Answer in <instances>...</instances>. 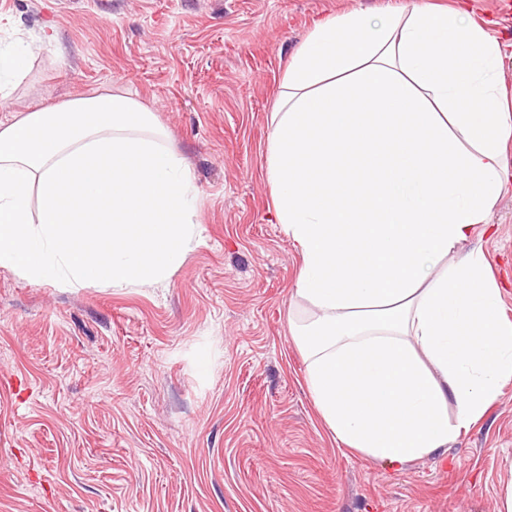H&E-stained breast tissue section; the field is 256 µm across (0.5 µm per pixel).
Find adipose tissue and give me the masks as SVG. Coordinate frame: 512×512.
I'll list each match as a JSON object with an SVG mask.
<instances>
[{
	"label": "adipose tissue",
	"instance_id": "1",
	"mask_svg": "<svg viewBox=\"0 0 512 512\" xmlns=\"http://www.w3.org/2000/svg\"><path fill=\"white\" fill-rule=\"evenodd\" d=\"M470 0L315 21L269 116L275 218L308 308L291 333L340 444L447 451L512 383V321L474 235L512 192V88ZM28 45L0 49V107ZM141 102L102 92L0 121V268L62 288L161 285L198 244L190 169Z\"/></svg>",
	"mask_w": 512,
	"mask_h": 512
}]
</instances>
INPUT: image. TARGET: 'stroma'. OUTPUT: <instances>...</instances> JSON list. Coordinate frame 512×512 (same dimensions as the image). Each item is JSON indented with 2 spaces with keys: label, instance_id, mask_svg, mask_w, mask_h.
<instances>
[{
  "label": "stroma",
  "instance_id": "1",
  "mask_svg": "<svg viewBox=\"0 0 512 512\" xmlns=\"http://www.w3.org/2000/svg\"><path fill=\"white\" fill-rule=\"evenodd\" d=\"M411 2L0 0V44L35 52L10 113L127 92L188 164L200 223L164 288L0 268V512H501L512 384L447 452L393 469L336 443L288 327L301 259L267 181L288 61L314 17ZM471 4L512 83V0ZM490 221L468 246L512 319V193Z\"/></svg>",
  "mask_w": 512,
  "mask_h": 512
}]
</instances>
